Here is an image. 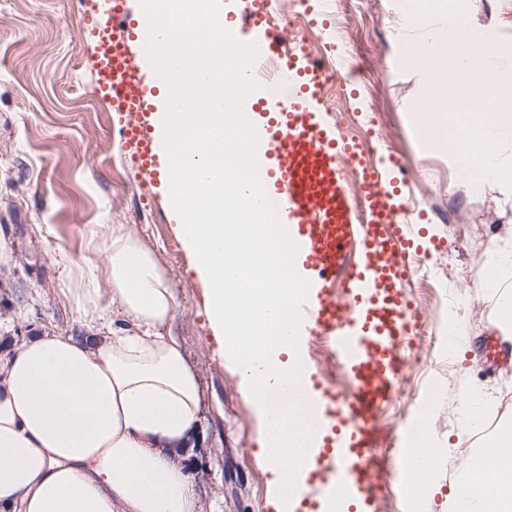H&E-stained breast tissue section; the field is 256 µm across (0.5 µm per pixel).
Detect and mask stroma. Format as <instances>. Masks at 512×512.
<instances>
[{
  "label": "stroma",
  "instance_id": "stroma-1",
  "mask_svg": "<svg viewBox=\"0 0 512 512\" xmlns=\"http://www.w3.org/2000/svg\"><path fill=\"white\" fill-rule=\"evenodd\" d=\"M471 25L490 41L512 46V0H467ZM84 0H0V356L38 335L82 338L95 326L71 287L95 272L101 306L107 273L97 238L102 225L131 229L165 271L178 306L164 333L180 341L201 388L200 425L181 460L200 512H269L268 476L255 464L258 421L233 365L224 362L205 313L204 290L169 221L165 185L148 186L129 159L109 105L96 90L94 44L77 25ZM337 20L346 43L329 62L356 84L357 99L337 120L349 133L372 128V159L392 157L426 210V238L446 241L434 253L450 275L437 282L418 268L408 287L419 303L427 355L407 349L395 406L388 414L396 452L410 450L403 427L419 407L428 411L427 448L443 466L434 486L414 490L399 459L391 464L377 512H448V496L472 463L471 444L512 423V368L491 374L478 361L484 337L499 333L495 300L479 286L492 246L512 248V192L460 181L453 158L420 151L413 110L426 94L424 72L404 59L409 23L397 0H341ZM460 308L467 344L448 350V313ZM478 386L493 402L482 433L456 446L459 397Z\"/></svg>",
  "mask_w": 512,
  "mask_h": 512
}]
</instances>
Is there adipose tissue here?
Masks as SVG:
<instances>
[{
  "instance_id": "obj_1",
  "label": "adipose tissue",
  "mask_w": 512,
  "mask_h": 512,
  "mask_svg": "<svg viewBox=\"0 0 512 512\" xmlns=\"http://www.w3.org/2000/svg\"><path fill=\"white\" fill-rule=\"evenodd\" d=\"M99 252L111 311L132 329L111 330L91 274L72 294L94 314L96 334L39 336L0 361V512H199L177 458L197 429L199 380L162 332L177 298L124 225L107 226ZM508 273L512 251L493 250L479 286L512 335ZM474 454L448 512H512V426Z\"/></svg>"
}]
</instances>
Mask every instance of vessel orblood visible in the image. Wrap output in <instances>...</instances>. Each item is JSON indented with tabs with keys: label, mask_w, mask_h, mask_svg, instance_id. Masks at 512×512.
Returning a JSON list of instances; mask_svg holds the SVG:
<instances>
[{
	"label": "vessel or blood",
	"mask_w": 512,
	"mask_h": 512,
	"mask_svg": "<svg viewBox=\"0 0 512 512\" xmlns=\"http://www.w3.org/2000/svg\"><path fill=\"white\" fill-rule=\"evenodd\" d=\"M97 2L90 35L98 89L149 183L164 146L155 123L162 80L140 51L147 20L133 16L131 0ZM273 5L242 0L225 14L224 26L240 42L287 63V94L271 98L258 89L249 101L266 158L260 181L310 283L299 343L326 337L352 383L338 390L309 364L300 368L299 390L316 430L312 465L288 512H330L337 500L351 512H372L384 487L383 415L397 394L404 347L417 324L405 287L413 273L409 258L419 249L408 219L411 203L391 169L374 168L363 147L343 138L322 93L333 69L309 60L295 46L292 28L270 25Z\"/></svg>",
	"instance_id": "b4317fda"
}]
</instances>
